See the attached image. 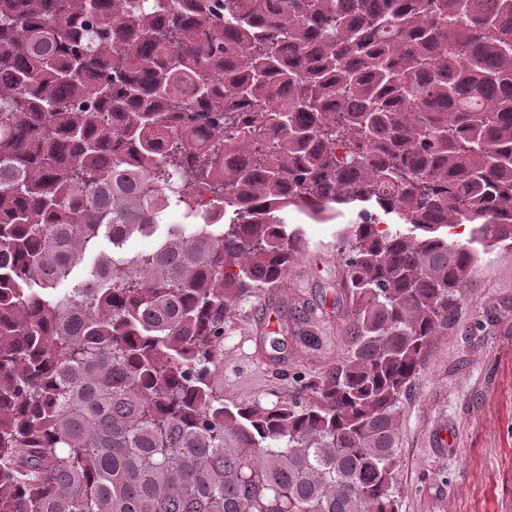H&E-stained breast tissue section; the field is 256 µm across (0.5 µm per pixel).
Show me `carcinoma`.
Returning a JSON list of instances; mask_svg holds the SVG:
<instances>
[{"label":"carcinoma","instance_id":"cac0c4a2","mask_svg":"<svg viewBox=\"0 0 512 512\" xmlns=\"http://www.w3.org/2000/svg\"><path fill=\"white\" fill-rule=\"evenodd\" d=\"M290 206L355 215L353 347L311 402L226 408L224 319L301 256ZM167 209L195 229L124 256ZM459 224L512 242V0H0V512H397Z\"/></svg>","mask_w":512,"mask_h":512}]
</instances>
